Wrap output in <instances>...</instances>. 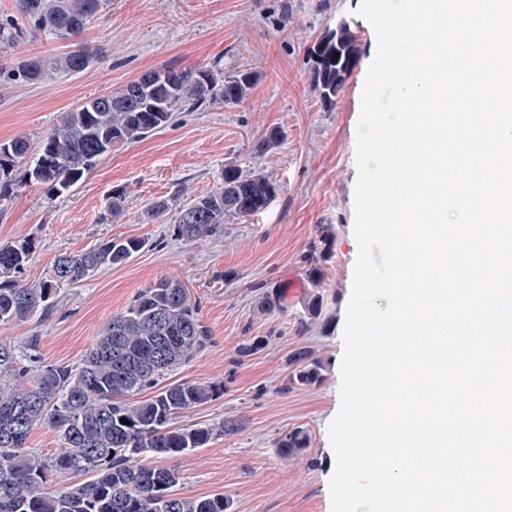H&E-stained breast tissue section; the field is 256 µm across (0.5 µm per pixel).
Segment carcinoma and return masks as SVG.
Returning a JSON list of instances; mask_svg holds the SVG:
<instances>
[{"instance_id": "cac0c4a2", "label": "carcinoma", "mask_w": 512, "mask_h": 512, "mask_svg": "<svg viewBox=\"0 0 512 512\" xmlns=\"http://www.w3.org/2000/svg\"><path fill=\"white\" fill-rule=\"evenodd\" d=\"M101 0H21L31 27L57 36L78 37ZM22 34L12 21L0 22V47ZM311 81L331 108L352 74L360 54L358 36L347 21L325 32L312 46ZM94 57L83 49L19 61L11 80L35 84L50 74L86 70ZM255 83L250 71L226 72L220 64L194 69L165 66L147 71L121 89L90 98L66 113L59 126L32 148L15 138L0 144V201L36 183L61 195L84 178L112 148L146 138L167 125L176 112H194L218 102L242 101ZM277 187L261 173L236 165L224 167L221 182L179 208L177 236L189 240L224 232L230 217L247 218L264 209ZM126 193L112 191V220L124 213ZM173 208L155 201L146 211L157 220ZM145 241L113 238L80 254L58 257L53 276L23 284L18 274L29 262L32 242L0 246V322L35 314L49 317L61 289L109 266L126 263ZM324 297L313 292L298 332L321 316ZM212 333L199 317L198 304L176 278L161 277L139 292L125 311L100 331L80 365L41 364L40 338L25 346L0 341V512H230L222 493L208 497L175 492L181 476L173 466L156 463L202 448L214 437L240 430L236 421L196 427L180 425L185 413L215 399L222 386L212 382L164 384L165 376L207 347ZM284 389L319 385L325 362L307 347L288 355ZM126 423H121L120 419ZM38 428L55 431L61 447L44 455L28 450ZM309 446L305 430L294 428L276 444L285 457Z\"/></svg>"}]
</instances>
